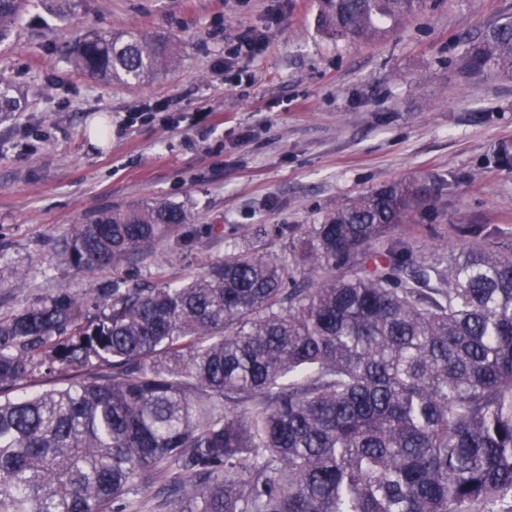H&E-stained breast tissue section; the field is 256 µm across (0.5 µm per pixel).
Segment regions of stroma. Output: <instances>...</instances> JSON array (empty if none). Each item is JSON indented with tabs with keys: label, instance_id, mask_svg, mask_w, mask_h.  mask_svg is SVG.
I'll use <instances>...</instances> for the list:
<instances>
[{
	"label": "stroma",
	"instance_id": "stroma-1",
	"mask_svg": "<svg viewBox=\"0 0 512 512\" xmlns=\"http://www.w3.org/2000/svg\"><path fill=\"white\" fill-rule=\"evenodd\" d=\"M507 17L512 0H425L387 37L353 42L326 33L318 0L34 5L0 49V76L26 101L0 122V316L119 276L181 281L234 244L276 252L284 225L321 223L360 193L423 175L455 183L432 224L398 227L417 253L457 244L462 224L512 238V167L499 162L512 153V79L458 67L461 37ZM89 29L166 35L176 62L140 85L75 73L63 50ZM246 29L264 50L229 57ZM153 199L189 213L155 256L116 271L61 261L70 224Z\"/></svg>",
	"mask_w": 512,
	"mask_h": 512
}]
</instances>
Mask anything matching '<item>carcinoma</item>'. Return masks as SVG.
<instances>
[{
	"label": "carcinoma",
	"mask_w": 512,
	"mask_h": 512,
	"mask_svg": "<svg viewBox=\"0 0 512 512\" xmlns=\"http://www.w3.org/2000/svg\"><path fill=\"white\" fill-rule=\"evenodd\" d=\"M419 0H320L370 41ZM31 0H0V44ZM470 76H512V19L460 39ZM91 77L174 63L137 30L66 47ZM25 101L0 80V120ZM397 181L288 227L284 255L237 246L176 285L60 291L0 317V512H130L135 476L178 512H512V244L418 255L394 235L435 212ZM188 214L154 200L69 226L75 268L155 255ZM63 385L9 396L41 372Z\"/></svg>",
	"instance_id": "obj_1"
}]
</instances>
